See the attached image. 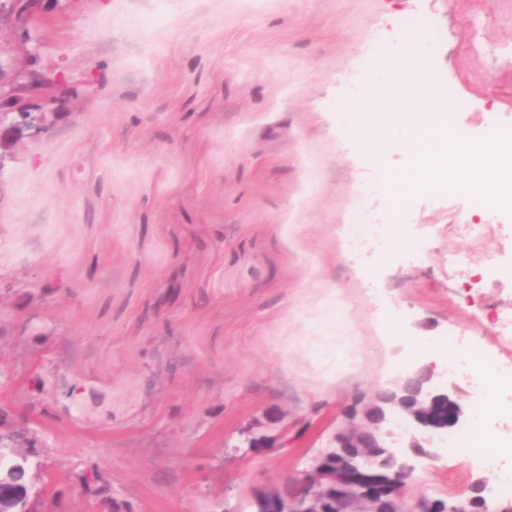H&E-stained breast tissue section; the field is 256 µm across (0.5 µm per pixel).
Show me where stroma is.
<instances>
[{"label": "stroma", "instance_id": "obj_1", "mask_svg": "<svg viewBox=\"0 0 512 512\" xmlns=\"http://www.w3.org/2000/svg\"><path fill=\"white\" fill-rule=\"evenodd\" d=\"M30 44L71 93L56 134L0 170V407L47 446L52 512H96L80 473L106 471L134 512H213L286 483L360 392L412 366L444 372L438 339L512 364V214L429 187L361 252L344 226L365 180L415 166L366 152L334 104L364 82L409 14L445 38L433 74L470 107L454 131L512 122V0H41ZM486 225L468 234L455 212ZM58 290H49V283ZM353 350L334 377L316 328ZM44 387L35 390L34 378ZM512 464V384L466 395ZM281 424L280 453L238 444ZM408 498L512 500L472 453L419 459Z\"/></svg>", "mask_w": 512, "mask_h": 512}]
</instances>
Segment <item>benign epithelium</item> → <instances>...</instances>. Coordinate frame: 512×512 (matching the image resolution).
I'll return each instance as SVG.
<instances>
[{
  "label": "benign epithelium",
  "instance_id": "7a95c632",
  "mask_svg": "<svg viewBox=\"0 0 512 512\" xmlns=\"http://www.w3.org/2000/svg\"><path fill=\"white\" fill-rule=\"evenodd\" d=\"M39 0H0V23L23 26L31 23ZM37 55L27 54L18 66L0 63V170L5 153L29 138L51 136L54 123L49 113L36 112V102L53 105L62 93V78L31 69ZM456 383L435 381L434 366H423L375 393L361 411L346 415L334 440L339 452L332 459L318 456L312 466L290 484L257 493L256 512H380L370 506L378 495L390 498L394 512H433L434 502L405 496L415 466L412 459L432 456L433 435L455 426L463 408L455 397ZM397 409L414 432L397 435L384 428L386 408ZM17 426L0 409V450L13 447ZM287 427L271 438L260 437L249 447L270 451L292 443ZM15 484L0 488V512H11L19 489L37 486V473L23 464L14 466Z\"/></svg>",
  "mask_w": 512,
  "mask_h": 512
}]
</instances>
